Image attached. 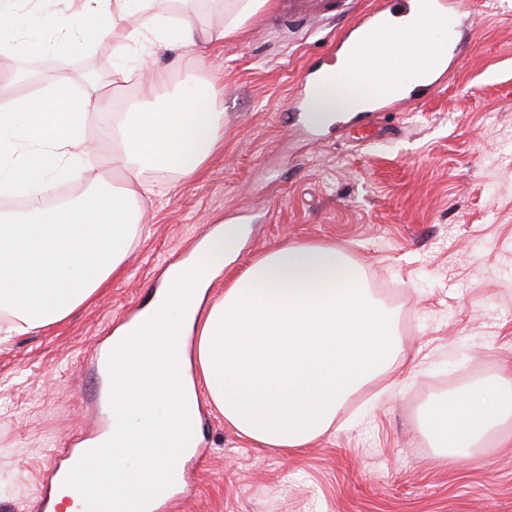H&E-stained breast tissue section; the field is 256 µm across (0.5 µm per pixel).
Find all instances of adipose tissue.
<instances>
[{"mask_svg": "<svg viewBox=\"0 0 512 512\" xmlns=\"http://www.w3.org/2000/svg\"><path fill=\"white\" fill-rule=\"evenodd\" d=\"M80 10L30 9L0 0V57L19 52L64 55L111 36L118 59L111 81L126 82L125 55L143 47L140 73L152 72L158 47L236 39L270 0H224V25L202 28L184 8L156 11L154 0H81ZM137 25H128V18ZM389 29L361 53L368 71L336 69L349 82L317 84V122L358 112L363 89L399 94L382 61L425 74L441 51L435 22L415 13L392 16ZM112 144L125 178L54 206L57 179L82 181L92 155L87 129ZM224 146V112L202 85L164 96L149 109L115 111L96 88L75 93L61 75L39 92L0 100V194L27 210L0 217V338L38 332L90 301L127 263L145 227L140 201L151 188L142 173L195 175ZM247 236L221 225L201 243L203 262L172 267L148 305L109 339L112 429L82 445L88 466L81 495L57 486L65 512H146L182 473L201 440V408L214 409L255 448L307 447L336 422L344 399L380 373L399 352L392 310L365 288L362 266L330 245L286 242L254 256L212 304L204 296L219 265L234 262ZM512 418V379L428 402L420 433L440 456L476 447Z\"/></svg>", "mask_w": 512, "mask_h": 512, "instance_id": "adipose-tissue-1", "label": "adipose tissue"}]
</instances>
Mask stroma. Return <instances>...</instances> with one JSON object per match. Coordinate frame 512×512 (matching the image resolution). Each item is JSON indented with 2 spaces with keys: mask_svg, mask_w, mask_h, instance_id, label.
Returning <instances> with one entry per match:
<instances>
[{
  "mask_svg": "<svg viewBox=\"0 0 512 512\" xmlns=\"http://www.w3.org/2000/svg\"><path fill=\"white\" fill-rule=\"evenodd\" d=\"M376 0H344L303 28L271 0L235 41L197 61L159 50L153 92L109 82L112 40L65 59L76 91L95 72L117 110L184 83H209L224 147L191 178L148 170L156 194L124 272L68 319L0 343V512H38L56 448L80 437L101 387L96 349L149 302L170 266L218 224H245L213 302L250 258L285 241L344 250L394 312L401 352L352 393L334 427L296 451L258 449L202 410L205 455L188 464L181 512H512V428L466 456L438 457L416 423L430 399L512 371V0H472L468 40L447 83L414 90L384 120L394 136L364 145L352 115L305 142L286 111L308 68L335 64L336 36Z\"/></svg>",
  "mask_w": 512,
  "mask_h": 512,
  "instance_id": "obj_1",
  "label": "stroma"
}]
</instances>
